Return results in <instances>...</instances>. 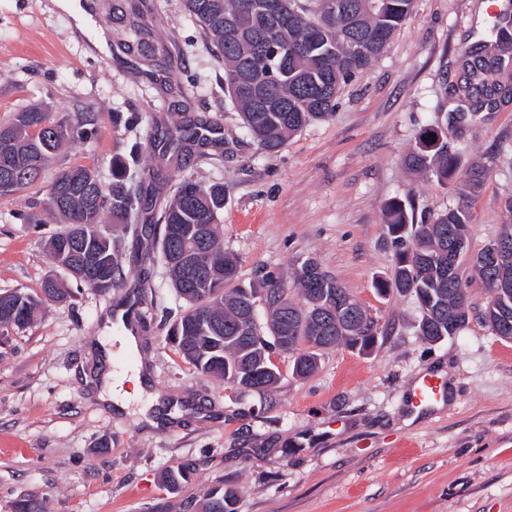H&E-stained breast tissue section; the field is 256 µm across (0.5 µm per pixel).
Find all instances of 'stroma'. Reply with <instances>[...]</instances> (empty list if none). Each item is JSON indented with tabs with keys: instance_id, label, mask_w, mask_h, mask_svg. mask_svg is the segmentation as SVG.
Returning <instances> with one entry per match:
<instances>
[{
	"instance_id": "1",
	"label": "stroma",
	"mask_w": 512,
	"mask_h": 512,
	"mask_svg": "<svg viewBox=\"0 0 512 512\" xmlns=\"http://www.w3.org/2000/svg\"><path fill=\"white\" fill-rule=\"evenodd\" d=\"M93 21L110 33L108 56L75 29L57 0H0V125L34 105L54 117L94 116V133L67 144L27 191L0 195V291L39 292L56 277L72 296L0 343V512L22 499L41 512H198L205 492L235 491L237 512H512V340L480 317L487 291L467 284L470 317L456 336L424 341L412 295H380L395 246L384 207L398 199L415 216L456 206L459 182L412 173L405 157L441 112L466 104L456 92L459 52L489 39L488 0H414L384 51L342 86L334 112L311 122L279 152H260L224 96V62L186 13L183 0H146L149 36L118 20L125 0H91ZM213 123L214 143L195 148L188 175L224 185L223 240L239 259V280L271 274L292 283L308 257L339 280L373 319L371 353L325 351L310 377H293L281 353L271 395L198 373L166 337L183 302L162 262L142 256L176 181L158 169L160 190L142 198L120 240L123 283L102 294L75 285L49 259L46 241L62 228L47 209L61 169L97 168L142 144L138 183L154 165L182 112ZM461 167L484 165L469 201L471 251L498 238L512 195V101L487 121L449 128ZM140 314L138 350L112 351V380L146 369L161 412L175 425L148 433L143 400L127 412L98 403L94 349L117 337V305ZM445 379L444 405L410 409L422 377ZM183 465L179 492L163 483Z\"/></svg>"
}]
</instances>
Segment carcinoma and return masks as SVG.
Instances as JSON below:
<instances>
[{
    "label": "carcinoma",
    "mask_w": 512,
    "mask_h": 512,
    "mask_svg": "<svg viewBox=\"0 0 512 512\" xmlns=\"http://www.w3.org/2000/svg\"><path fill=\"white\" fill-rule=\"evenodd\" d=\"M243 0H184L187 14L195 20L224 60V89L238 110L243 127L257 148L276 152L313 120L324 119L336 107L342 84L362 74L382 51L392 33L410 14L413 0H281L285 21L279 25L264 13L241 12ZM347 8L334 23L328 17L336 5ZM495 40L476 50L461 51L462 72L458 90L475 105V111L443 113L425 127L407 155L409 169L429 173L446 182L459 168L457 153L448 148V121H462L512 95V31L493 25ZM243 80L257 83L261 100L238 92ZM92 117L83 113L73 122L56 120L41 107L16 113L0 134L12 141L9 167L17 173L10 192L32 186L66 142L92 132ZM211 124L192 116L177 123L168 133L161 162L181 172L182 161L193 147L210 143L200 133ZM484 181V168L472 165L465 174L462 195L474 196ZM145 185L133 188L126 166L112 163V182L105 185L94 168L74 166L54 178L48 196L49 212L66 224L47 242V251L67 247L63 263L74 281L86 288L90 283L78 269L79 255L87 248L104 251L112 277L97 288L108 292L121 281L118 245L100 230L105 216L125 224L139 201ZM224 185L206 184L191 177L178 179L172 198L160 217L163 228L177 227L178 238L162 234L159 252L172 288L188 307L174 323L168 340L183 360L195 370L216 374L224 383L243 389L268 392L280 381V372L268 370L257 327L248 314L257 300H265L268 315L263 335L290 336L307 343L299 349L292 374L306 378L318 368L321 352L341 343L360 352L371 350L376 328L346 288L325 271H310L319 262L307 258L293 276L298 301L278 278L248 286L235 283L237 258L224 251L221 237ZM387 233L399 245L392 278L381 283V293L396 291L413 295L421 310L420 335L437 342L455 335L469 319L463 257L468 250L470 213L461 203L414 223L405 204L398 200L385 207ZM210 225L202 244L194 228ZM503 238L470 258L471 267L483 283L489 299L482 320L498 337L512 340V262L499 263L496 250ZM194 253L196 263L209 277L198 282L186 277L174 254ZM70 289L53 278L46 279L40 292L9 300L15 321L13 329L31 324L44 304L62 302ZM184 466L164 475L166 484L177 489L188 480ZM236 494L217 486L206 493L202 512H236Z\"/></svg>",
    "instance_id": "carcinoma-1"
}]
</instances>
